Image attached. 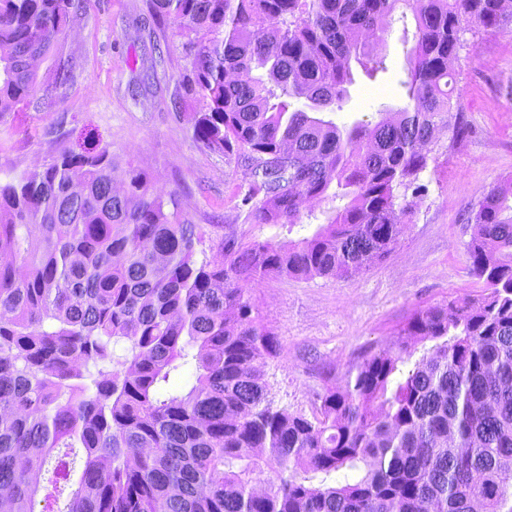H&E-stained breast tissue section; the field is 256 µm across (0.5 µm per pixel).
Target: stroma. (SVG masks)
Listing matches in <instances>:
<instances>
[{"instance_id":"obj_1","label":"stroma","mask_w":512,"mask_h":512,"mask_svg":"<svg viewBox=\"0 0 512 512\" xmlns=\"http://www.w3.org/2000/svg\"><path fill=\"white\" fill-rule=\"evenodd\" d=\"M402 36L400 16L389 18L381 44L388 70L371 79L354 69L348 99L330 114L337 125L374 122L407 104ZM463 40L453 102L468 133L456 144L439 134L437 159L420 175L423 190L393 252L351 278L255 283L253 295L281 343L264 368L274 406L312 414L322 367L344 375L365 346L389 340L415 308L479 293L467 217L484 189L512 176V22L466 32ZM162 41L166 62L151 84L140 85L152 46ZM59 52L73 64L70 81L58 85L53 71L40 68L37 94L0 123L1 178L41 168L68 147L106 144L119 167L138 166L157 192L174 194L182 217L203 234L208 259L222 261V244L232 237L288 241L287 229L245 222L238 208L243 169L193 139L190 118L199 104L175 97L185 72L181 47L156 24L147 0H86Z\"/></svg>"}]
</instances>
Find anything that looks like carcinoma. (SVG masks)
I'll use <instances>...</instances> for the list:
<instances>
[{
	"label": "carcinoma",
	"mask_w": 512,
	"mask_h": 512,
	"mask_svg": "<svg viewBox=\"0 0 512 512\" xmlns=\"http://www.w3.org/2000/svg\"><path fill=\"white\" fill-rule=\"evenodd\" d=\"M203 102L194 139L245 167L240 210L293 230L301 202L344 204L309 236L224 241L109 147L64 150L0 182V512H512V179L485 190L467 244L483 290L413 311L326 373L312 417L277 409L261 367L281 344L261 276L349 277L388 256L435 159L466 131L448 86L462 34L503 0H149ZM415 20L409 103L340 127L352 63L398 9ZM84 0H0V123L27 105ZM302 106H296L297 102ZM125 354L114 360V348ZM84 458L75 473L74 449ZM51 476L43 477L46 466ZM265 476L257 490V478Z\"/></svg>",
	"instance_id": "1"
}]
</instances>
